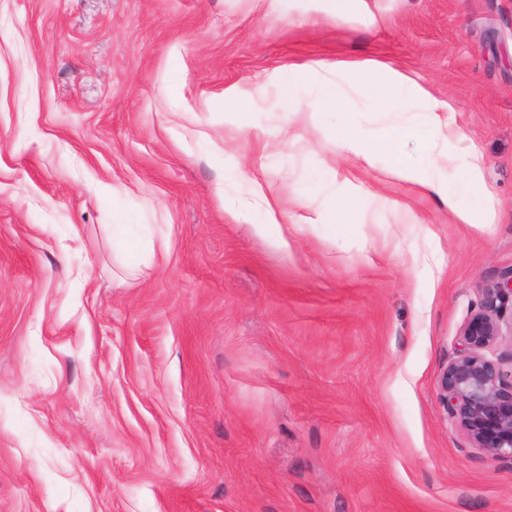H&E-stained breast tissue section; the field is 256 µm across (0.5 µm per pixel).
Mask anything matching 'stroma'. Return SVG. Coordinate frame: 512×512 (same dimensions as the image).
I'll list each match as a JSON object with an SVG mask.
<instances>
[{
    "mask_svg": "<svg viewBox=\"0 0 512 512\" xmlns=\"http://www.w3.org/2000/svg\"><path fill=\"white\" fill-rule=\"evenodd\" d=\"M323 6L0 0V512H512L437 391L512 266V0ZM366 59L453 100L448 175L482 154L493 224L388 177L433 138L366 75L376 167L281 108L288 64ZM342 192L353 223H309Z\"/></svg>",
    "mask_w": 512,
    "mask_h": 512,
    "instance_id": "stroma-1",
    "label": "stroma"
}]
</instances>
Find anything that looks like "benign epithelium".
I'll use <instances>...</instances> for the list:
<instances>
[{
    "label": "benign epithelium",
    "instance_id": "obj_1",
    "mask_svg": "<svg viewBox=\"0 0 512 512\" xmlns=\"http://www.w3.org/2000/svg\"><path fill=\"white\" fill-rule=\"evenodd\" d=\"M510 303L512 269L499 273L463 323L440 372L438 396L472 447L512 461V349L500 350L504 337H512V319L503 316Z\"/></svg>",
    "mask_w": 512,
    "mask_h": 512
}]
</instances>
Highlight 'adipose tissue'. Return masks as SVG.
<instances>
[{"mask_svg":"<svg viewBox=\"0 0 512 512\" xmlns=\"http://www.w3.org/2000/svg\"><path fill=\"white\" fill-rule=\"evenodd\" d=\"M361 68L370 74L366 91L381 111L404 112L416 106L437 129L434 156L424 163L395 162L388 168L389 175L412 190L429 192L447 207L449 217L458 223H493L496 200L485 183L482 155L472 153L464 180L457 181L448 176V146L461 136L460 130L448 119L454 110L452 102L431 96L394 65L367 61ZM353 69L352 63L342 61L289 66L288 77L280 84L283 109L294 114L302 113L303 96L310 93L315 96L322 113H338L343 99L341 80ZM330 137L337 153L356 170L374 166L384 139L383 134L366 133L343 121L335 124Z\"/></svg>","mask_w":512,"mask_h":512,"instance_id":"adipose-tissue-1","label":"adipose tissue"}]
</instances>
